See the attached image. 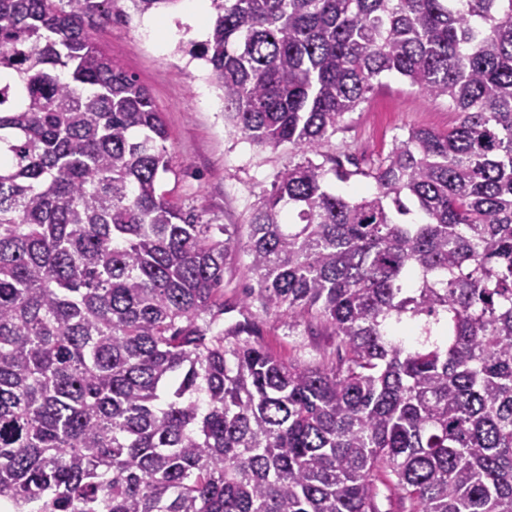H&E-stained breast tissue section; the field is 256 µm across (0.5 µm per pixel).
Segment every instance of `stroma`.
Returning a JSON list of instances; mask_svg holds the SVG:
<instances>
[{
	"label": "stroma",
	"instance_id": "obj_1",
	"mask_svg": "<svg viewBox=\"0 0 512 512\" xmlns=\"http://www.w3.org/2000/svg\"><path fill=\"white\" fill-rule=\"evenodd\" d=\"M156 18L172 25L175 37H150L131 0H112L108 17L93 30L96 44L113 62L144 86L167 128L173 167L163 187L182 211L212 224H245L264 191L288 161L287 148L261 150L229 134L220 92L208 80L202 61L177 48L179 41L206 39L196 25L191 0L159 10ZM458 119L447 100L423 97L408 80L380 77L366 100L346 115L330 150L361 165L386 156L409 129L447 131ZM245 257L229 259L224 270L225 322L240 318L238 302L254 281ZM262 340L284 360L316 362L336 358V339L324 329L315 335L287 319L254 309Z\"/></svg>",
	"mask_w": 512,
	"mask_h": 512
}]
</instances>
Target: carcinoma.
<instances>
[{
    "label": "carcinoma",
    "instance_id": "obj_1",
    "mask_svg": "<svg viewBox=\"0 0 512 512\" xmlns=\"http://www.w3.org/2000/svg\"><path fill=\"white\" fill-rule=\"evenodd\" d=\"M111 4L0 0V505L380 512L387 481L512 512V0H212L186 47L229 132L291 149L244 236L161 189L165 125L91 36ZM382 75L458 123L361 168L326 147ZM233 254L337 360L224 326Z\"/></svg>",
    "mask_w": 512,
    "mask_h": 512
}]
</instances>
